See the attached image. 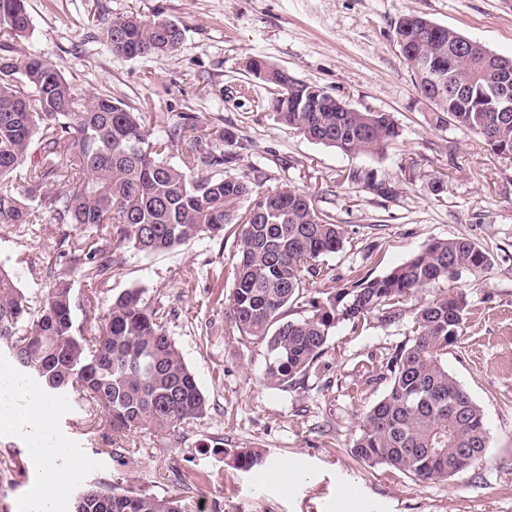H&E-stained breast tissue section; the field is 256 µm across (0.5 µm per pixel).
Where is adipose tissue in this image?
I'll list each match as a JSON object with an SVG mask.
<instances>
[{
  "label": "adipose tissue",
  "mask_w": 512,
  "mask_h": 512,
  "mask_svg": "<svg viewBox=\"0 0 512 512\" xmlns=\"http://www.w3.org/2000/svg\"><path fill=\"white\" fill-rule=\"evenodd\" d=\"M57 411L56 402L38 395L9 367H0V428L13 431L25 442L36 468L27 512H61L58 489L80 466L72 448L54 429Z\"/></svg>",
  "instance_id": "1"
}]
</instances>
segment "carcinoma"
Listing matches in <instances>:
<instances>
[{
    "label": "carcinoma",
    "mask_w": 512,
    "mask_h": 512,
    "mask_svg": "<svg viewBox=\"0 0 512 512\" xmlns=\"http://www.w3.org/2000/svg\"><path fill=\"white\" fill-rule=\"evenodd\" d=\"M422 20L414 12L401 15L394 37L416 48L404 60L432 105L431 122L463 128L496 154L512 155V111L503 103L512 99V82L501 80L512 75V60L477 41L458 54L462 34L427 28ZM30 25L26 0H0L1 37H23ZM181 40L179 25L166 19L119 17L102 32L112 54L129 59L171 54ZM417 57L445 59L440 88L425 86ZM245 69L272 88L269 107L277 120L310 141L357 157L381 154L399 137L388 112H348L346 101L319 85L265 78L262 72L279 70L259 57L248 58ZM240 147L233 131L200 130L198 117L188 112L155 136L139 109L86 93L37 52L5 45L0 184L23 180L37 206L0 190V226L32 224L47 213L57 224L86 232L66 266L53 272L54 284L43 297L28 295L0 265V345L41 395L61 401L78 393L104 413L114 433L171 434L206 416L208 400L167 333L168 315L148 303L143 289L113 298L93 332L75 325L69 278L80 273L91 283L103 282L126 248L162 253L195 238L218 237L227 224L241 226L227 317L246 343L263 349V378L282 391L322 357L338 322L356 326L374 312L394 320L410 294L490 266L489 253L470 239H431L388 274L336 288L333 269L320 266L319 258L340 249L342 225L301 189H263L265 176L257 168L225 174ZM48 181L54 190L44 194ZM346 181L376 195L389 193L362 169L349 171ZM314 278L330 287L309 289ZM299 302L305 314L289 318ZM466 305L458 292L417 309L411 343L389 360V391L366 413L351 449L356 458L416 483L446 480L458 462L473 466L485 458L483 411L448 371V349L459 339ZM224 458L245 472L267 463L253 448L226 449ZM73 512H186V503L176 494L160 497L112 484L80 490Z\"/></svg>",
    "instance_id": "1"
}]
</instances>
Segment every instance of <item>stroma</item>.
<instances>
[{
  "mask_svg": "<svg viewBox=\"0 0 512 512\" xmlns=\"http://www.w3.org/2000/svg\"><path fill=\"white\" fill-rule=\"evenodd\" d=\"M31 28L15 41L88 93L148 112L152 127L193 112L201 126L232 129L242 142L229 174L261 168L266 188H299L333 213L343 246L324 256L337 287L387 274L433 238H468L492 256L479 276L415 292L386 322H340L328 349L294 387L263 379L264 354L245 347L225 315L229 270L241 229L145 255L126 250L104 284V299L144 289L169 312L167 329L195 373L210 409L177 436L146 431L125 438L95 423L71 395L55 429L83 460L82 483L118 484L163 496L179 493L189 512H337L340 494L363 512H512V160L454 126L430 123V104L393 37L413 11L512 57V0H27ZM177 23L178 50L148 60L112 55L101 41L117 17ZM262 57L319 85L353 108L390 113L399 138L385 154L353 158L284 128L270 93L243 69ZM360 168L389 182L379 197L345 183ZM73 225L43 220L0 229V263L20 288L47 293L62 267ZM467 296L463 331L448 370L484 413L490 449L482 462L446 480L417 484L387 466L353 458L366 411L389 389L387 362L411 339L417 307L452 290ZM230 448H256L269 463L296 467L288 487L258 471L228 466ZM32 463L16 434L0 429V512H23Z\"/></svg>",
  "mask_w": 512,
  "mask_h": 512,
  "instance_id": "obj_1",
  "label": "stroma"
}]
</instances>
